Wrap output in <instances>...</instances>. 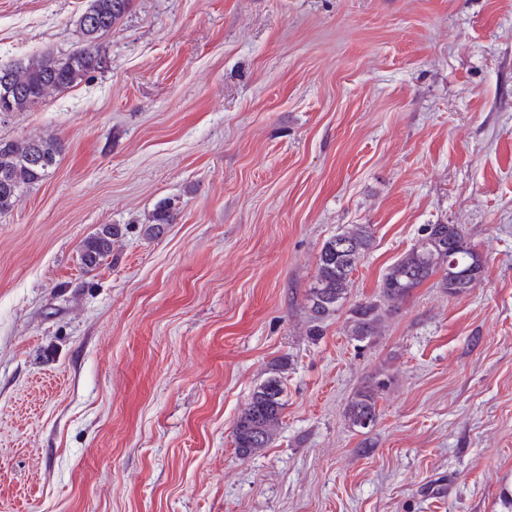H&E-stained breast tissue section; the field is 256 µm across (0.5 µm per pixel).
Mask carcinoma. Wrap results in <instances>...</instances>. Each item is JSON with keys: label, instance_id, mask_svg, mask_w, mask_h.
I'll list each match as a JSON object with an SVG mask.
<instances>
[{"label": "carcinoma", "instance_id": "cac0c4a2", "mask_svg": "<svg viewBox=\"0 0 512 512\" xmlns=\"http://www.w3.org/2000/svg\"><path fill=\"white\" fill-rule=\"evenodd\" d=\"M131 0H91L78 18L84 46L72 53L35 55L27 62L0 68V115L31 112L52 90L68 89L80 83L100 67L97 41L122 19ZM59 141L52 136L20 140H0V214L12 209L19 191L38 182L57 163ZM176 206L171 200L158 203L149 231L153 232L174 218ZM118 228L105 225L86 237L80 249L82 268L93 271L103 265L112 249V237ZM370 225L355 224L329 238L323 245L315 281L306 293V307L313 323L339 312L350 291V275L372 246ZM484 261L470 248L457 224H429L426 234L396 261L381 283L384 303L367 301L348 310L345 321L350 338L363 342L378 334L388 304L396 303L421 286L438 271H443L442 287L450 294L473 288L480 281ZM286 363L271 367V376L252 393L233 430L239 455L247 457L271 445L282 423L285 406L282 375ZM380 386L358 389L349 401L345 418L357 431L366 421L376 422Z\"/></svg>", "mask_w": 512, "mask_h": 512}]
</instances>
